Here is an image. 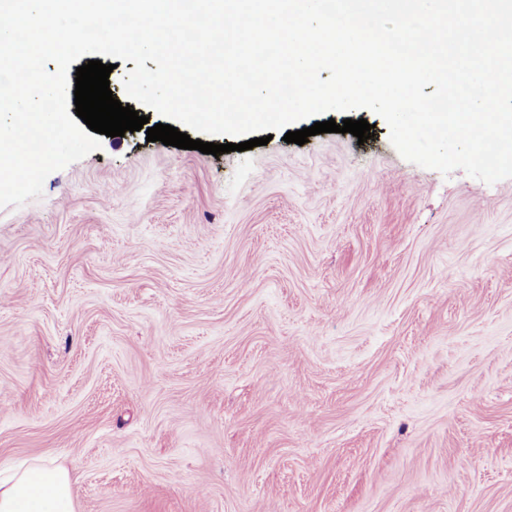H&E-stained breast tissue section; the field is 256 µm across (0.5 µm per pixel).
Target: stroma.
Returning a JSON list of instances; mask_svg holds the SVG:
<instances>
[{
    "instance_id": "35a3bbf8",
    "label": "stroma",
    "mask_w": 512,
    "mask_h": 512,
    "mask_svg": "<svg viewBox=\"0 0 512 512\" xmlns=\"http://www.w3.org/2000/svg\"><path fill=\"white\" fill-rule=\"evenodd\" d=\"M145 131L0 207V468L76 512H512V178ZM0 512H75L68 471L41 459L7 468L0 477Z\"/></svg>"
}]
</instances>
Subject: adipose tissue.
<instances>
[{
	"label": "adipose tissue",
	"instance_id": "adipose-tissue-1",
	"mask_svg": "<svg viewBox=\"0 0 512 512\" xmlns=\"http://www.w3.org/2000/svg\"><path fill=\"white\" fill-rule=\"evenodd\" d=\"M0 512H75L68 471L41 459L8 468L0 477Z\"/></svg>",
	"mask_w": 512,
	"mask_h": 512
}]
</instances>
